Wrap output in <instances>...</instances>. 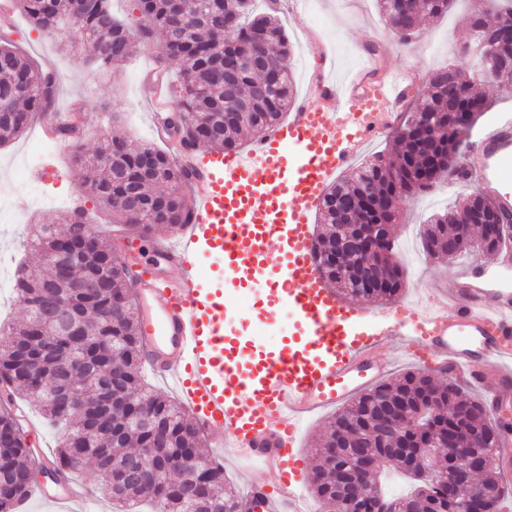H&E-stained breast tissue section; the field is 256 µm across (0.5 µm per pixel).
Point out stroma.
Instances as JSON below:
<instances>
[{
	"label": "stroma",
	"instance_id": "1",
	"mask_svg": "<svg viewBox=\"0 0 512 512\" xmlns=\"http://www.w3.org/2000/svg\"><path fill=\"white\" fill-rule=\"evenodd\" d=\"M275 15L288 33L291 52L288 64L292 71L296 97H303L319 70V54L333 56L338 78H346L370 65L377 75L404 74L411 80L412 93H426L433 69L446 61H454L463 76H470L466 58L457 56L458 44L470 32L454 13L430 18L422 24L421 36L410 44H401L390 32L376 0H277ZM139 51L128 61L109 69L88 63L87 46L73 45L32 30L26 23L10 28L9 36L39 66L55 70L59 78L56 109L68 112L70 107L82 110L85 134L80 154H91L107 137L121 136L129 143L152 142L149 114L154 106L146 100L143 88L147 74L155 72L161 56L163 39L160 32L143 34L137 23L129 25ZM37 133L36 128L0 145V203L15 202L20 192H34L44 197L64 199L76 189L74 157L56 155L54 146L45 153L55 156L68 177L57 182L41 179L35 169L24 173L9 170L8 163L19 152L27 150ZM467 185L448 180L430 192L400 203V219L394 227L399 245L409 247L412 258L405 260L406 286L397 302L423 306L427 303L426 287L437 282L450 286L456 274L473 266L497 273L493 256L464 257L456 261L436 260L427 256L420 243L428 216L450 206L468 193ZM61 208L32 211L26 222L0 227V264L15 266L31 262L26 247L29 225L59 222ZM261 292L235 295L233 304L251 312L249 322L235 323L237 333L260 334L267 346L280 344L293 330L294 318L287 312L268 313L261 305Z\"/></svg>",
	"mask_w": 512,
	"mask_h": 512
}]
</instances>
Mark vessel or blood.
I'll return each instance as SVG.
<instances>
[{"instance_id":"obj_1","label":"vessel or blood","mask_w":512,"mask_h":512,"mask_svg":"<svg viewBox=\"0 0 512 512\" xmlns=\"http://www.w3.org/2000/svg\"><path fill=\"white\" fill-rule=\"evenodd\" d=\"M319 104L301 100L286 121L240 152L202 150L191 179L193 215L157 243L162 267L136 271L145 365L172 384L198 431L214 433L215 452L231 449L263 465L252 486L255 512H311L300 494L307 453L299 432L313 415L343 408L382 381L391 362L377 353L400 336L407 354L438 374L479 387L491 409L512 401V289L473 268L451 289L428 285V305L410 315L373 314L341 301L322 278L312 216L336 175L390 126L379 99L407 97L405 78L337 86L319 80ZM466 169L498 209L512 216V120L500 119L468 153ZM223 275L206 287L201 252ZM272 270L263 304L288 309L293 332L277 347L248 343L231 329L228 292L251 290ZM45 502L86 512L89 487L68 481Z\"/></svg>"}]
</instances>
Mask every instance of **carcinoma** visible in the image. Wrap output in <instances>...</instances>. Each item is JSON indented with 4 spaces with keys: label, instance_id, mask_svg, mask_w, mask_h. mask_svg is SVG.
<instances>
[{
    "label": "carcinoma",
    "instance_id": "1",
    "mask_svg": "<svg viewBox=\"0 0 512 512\" xmlns=\"http://www.w3.org/2000/svg\"><path fill=\"white\" fill-rule=\"evenodd\" d=\"M112 0H9L11 12L34 30L54 36L72 34L92 49L90 62L118 65L136 52L129 26L112 15ZM391 33L407 44L421 34L424 18L448 13L454 0H378ZM145 33L164 34L162 62L175 65L181 77L170 111L193 120L192 139L181 138L183 148L202 146L210 151H232L241 133L250 129L266 133L280 122L293 102V79L285 62L287 36L273 16L254 9L253 0H136ZM188 19V28L171 33L176 17ZM473 33L456 51L473 60V69L491 67L500 82L512 85V43L488 40L496 28L490 12L474 7L467 15ZM255 54L263 66L243 68L235 74L238 95L225 117L224 57ZM270 84L271 94L255 87ZM483 81L463 78L449 63L432 72L425 97L395 137L386 155L378 154L343 176L327 190L320 216L326 224L317 235L316 256L323 277L346 297L371 302L389 301L405 284L406 271L398 260L392 233L398 205L431 190L446 178L466 180L458 167L479 115L489 107ZM58 93L52 71L38 68L10 38L0 41V144L19 136L38 114L48 112ZM77 187L122 220L128 234L141 239L160 229L174 230L192 215L187 195L190 173L169 152L152 145L132 149L114 137L101 143L94 154L76 162ZM138 190L140 204L128 206L125 198ZM497 212L492 201L472 192L454 207L430 217L421 237L429 257L456 259L474 252H494L503 236L495 233L488 215ZM471 217L472 224L462 220ZM84 220L70 217L68 228L55 232L52 224H34L29 251L45 256L54 247L74 251L78 263L66 273L44 272L23 266L15 292L28 308L44 294L72 310L91 331L89 340L75 348L67 342L49 348L32 313L8 329L0 330V382L14 387L40 407L49 422L65 430L57 463L76 473L92 462L101 477L100 489L125 512H215L216 502L233 512L240 497L224 489V466L210 461L202 471L185 468L172 479V490L163 492L147 479L163 457L199 455L200 434L193 419L165 395L145 388L141 375L138 325L129 289V269L111 251L107 239L93 225L87 234L72 237L71 229ZM352 245L356 263L370 261V274L346 275L335 262L338 240ZM72 379L75 394L64 401L53 398L62 376ZM115 379L102 396L93 384ZM401 405L411 415L433 407L423 429L400 423L389 432L386 409ZM146 413L154 427L136 430L126 418ZM457 430L463 446L484 463L470 484L455 481V467L432 460L447 472L448 485L420 477L419 466L432 442ZM15 435L10 448L0 447V474L11 481L0 489V512H15L33 483H19L30 467L27 444L11 399L0 405V434ZM502 436L486 404L467 395L453 379L438 382L425 371H406L389 382L361 393L326 422L320 456L311 477L314 495L332 512H462L467 506L483 512H500L503 494L496 477L495 456ZM133 458L144 464V475L121 482L119 475ZM410 476L411 491L387 499L377 486L381 468Z\"/></svg>",
    "mask_w": 512,
    "mask_h": 512
}]
</instances>
